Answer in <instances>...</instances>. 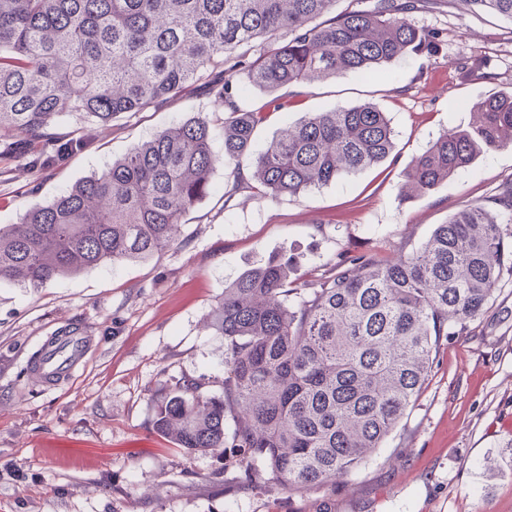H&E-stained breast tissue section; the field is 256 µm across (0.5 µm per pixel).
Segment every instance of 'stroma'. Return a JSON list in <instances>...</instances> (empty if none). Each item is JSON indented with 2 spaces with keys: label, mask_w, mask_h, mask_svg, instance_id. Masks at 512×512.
<instances>
[{
  "label": "stroma",
  "mask_w": 512,
  "mask_h": 512,
  "mask_svg": "<svg viewBox=\"0 0 512 512\" xmlns=\"http://www.w3.org/2000/svg\"><path fill=\"white\" fill-rule=\"evenodd\" d=\"M431 50L378 73L281 88L287 110L256 128L264 146L310 112L364 102L390 121L395 149L381 164L295 196L260 199L234 190L217 166L208 195L184 218L178 240L149 259L101 264L42 288L0 281V512H512V462L481 463L512 445V278L479 319L441 338L428 383L398 428L330 493L306 495L245 479L238 462L190 453L153 432V403L183 376L219 390L223 337L206 327L225 283L270 259L306 288L340 256L391 260L435 225L512 188V145L484 152L423 195L404 196V173L445 131L472 130L474 106L512 91V23L473 14L465 0H416ZM192 116L224 114L200 88L161 110L90 128L91 149L38 173L0 161V224L100 173L158 131ZM37 183L35 194L23 195ZM94 337L75 377L54 387L26 368L46 337L71 326Z\"/></svg>",
  "instance_id": "obj_1"
}]
</instances>
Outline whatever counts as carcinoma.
<instances>
[{"mask_svg": "<svg viewBox=\"0 0 512 512\" xmlns=\"http://www.w3.org/2000/svg\"><path fill=\"white\" fill-rule=\"evenodd\" d=\"M0 0V158L34 171L89 150L87 124L157 110L187 88L224 109V155L208 121L154 134L99 174L0 225V280L41 288L102 263L150 258L172 244L209 192L217 165L246 164V188L277 199L374 167L394 148L385 112L365 103L310 112L262 148L279 89L374 74L431 48L413 0ZM512 23V0H466ZM270 95L260 110L240 97ZM472 132L449 131L413 158L405 193L423 194L512 144V92L477 107ZM78 128L56 132L60 119ZM512 189L439 224L394 260L340 258L303 295L276 260L224 286L211 328L224 337L221 390L183 376L156 399L153 429L190 453L222 449L251 474L296 492L332 486L398 427L431 374L433 351L479 318L512 248Z\"/></svg>", "mask_w": 512, "mask_h": 512, "instance_id": "carcinoma-1", "label": "carcinoma"}]
</instances>
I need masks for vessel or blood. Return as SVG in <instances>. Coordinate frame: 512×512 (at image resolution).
I'll return each instance as SVG.
<instances>
[{"mask_svg":"<svg viewBox=\"0 0 512 512\" xmlns=\"http://www.w3.org/2000/svg\"><path fill=\"white\" fill-rule=\"evenodd\" d=\"M89 347V337L79 332L62 342L45 341L31 359L28 371L43 384L53 385L82 364Z\"/></svg>","mask_w":512,"mask_h":512,"instance_id":"vessel-or-blood-1","label":"vessel or blood"}]
</instances>
